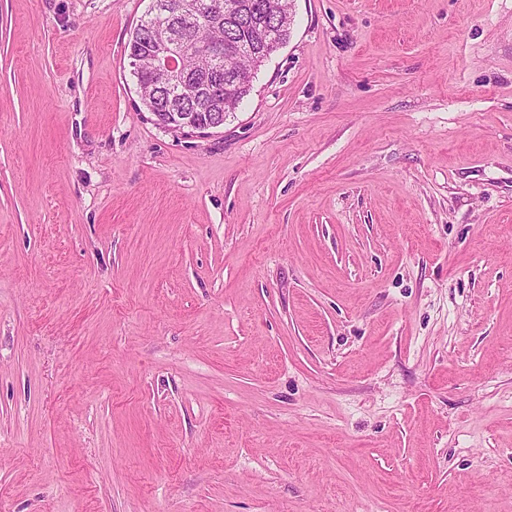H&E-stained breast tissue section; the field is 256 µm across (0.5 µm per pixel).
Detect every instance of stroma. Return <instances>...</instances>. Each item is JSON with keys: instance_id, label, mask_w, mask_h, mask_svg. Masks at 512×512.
<instances>
[{"instance_id": "35a3bbf8", "label": "stroma", "mask_w": 512, "mask_h": 512, "mask_svg": "<svg viewBox=\"0 0 512 512\" xmlns=\"http://www.w3.org/2000/svg\"><path fill=\"white\" fill-rule=\"evenodd\" d=\"M149 0H0V512H512V0H293L210 134Z\"/></svg>"}]
</instances>
